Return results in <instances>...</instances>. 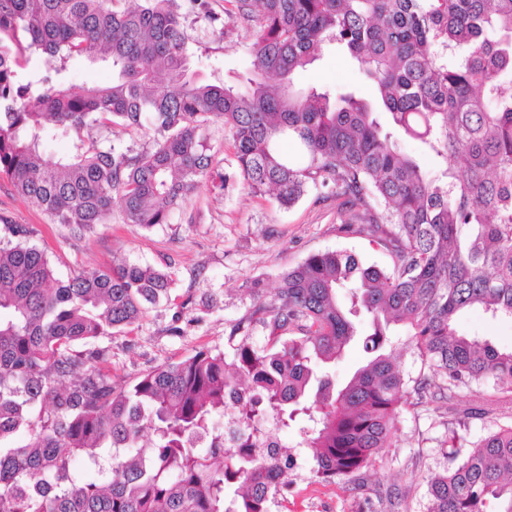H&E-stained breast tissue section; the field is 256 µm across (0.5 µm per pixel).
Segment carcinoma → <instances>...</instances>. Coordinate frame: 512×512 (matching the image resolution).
Returning a JSON list of instances; mask_svg holds the SVG:
<instances>
[{"mask_svg":"<svg viewBox=\"0 0 512 512\" xmlns=\"http://www.w3.org/2000/svg\"><path fill=\"white\" fill-rule=\"evenodd\" d=\"M234 2L254 38L238 85L197 74L180 0H0V176L76 236L112 221L116 198L126 223L167 224L207 176L282 205L319 186L343 215L338 231L368 234L391 265L312 254L258 301L266 348L244 342L230 364L200 351L118 387L96 342L169 298L170 276L125 259L59 278L32 230L4 224L0 512H270L288 481L267 476L259 424L300 425L315 477H354L413 395L463 419H509L460 462L464 437L448 429L455 465L430 480L428 512H488L491 500L512 512V349L456 330L473 310L512 320V0ZM331 45L347 49L373 98L296 87L293 74ZM70 61L110 65L112 83L72 91ZM146 118L141 149L100 138ZM214 122L233 141L230 175L207 154ZM60 131L76 141L58 157L42 140ZM363 314L367 360L338 386L326 367ZM398 325L426 369L415 379L393 347ZM474 384L500 397L457 409ZM240 389L250 402L227 405ZM226 416L239 425L229 453ZM146 432L155 440L141 446Z\"/></svg>","mask_w":512,"mask_h":512,"instance_id":"carcinoma-1","label":"carcinoma"}]
</instances>
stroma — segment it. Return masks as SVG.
<instances>
[{"label": "stroma", "instance_id": "obj_1", "mask_svg": "<svg viewBox=\"0 0 512 512\" xmlns=\"http://www.w3.org/2000/svg\"><path fill=\"white\" fill-rule=\"evenodd\" d=\"M225 6V0H205L203 6L187 8V33L197 73L232 81L251 65L253 36L245 21L227 16ZM294 82L305 89L371 94L351 59L333 46L313 66L297 71ZM0 217L29 227L31 243L46 251L62 277L109 266L116 257L167 269L171 301L149 307L134 326L100 341L119 386L201 350L223 353L231 361L241 341L265 347L267 330L253 314L257 300L272 298L281 274L311 254L345 250L369 265L390 264L385 249L368 235L338 232L336 201L320 189L285 208L271 194L255 195L238 184L221 190L204 179L170 223L151 228L125 223L116 204L111 223L75 237L0 177ZM258 285L263 295H256ZM238 323L244 333L232 335ZM458 329L512 347L510 320H493L476 310L462 317ZM448 420L447 407L436 403L403 408L372 466L360 476L332 482L313 476L312 462L298 446L297 426L279 431L297 463L288 472L287 499L272 504L271 512H428V481L450 465L444 453Z\"/></svg>", "mask_w": 512, "mask_h": 512}]
</instances>
